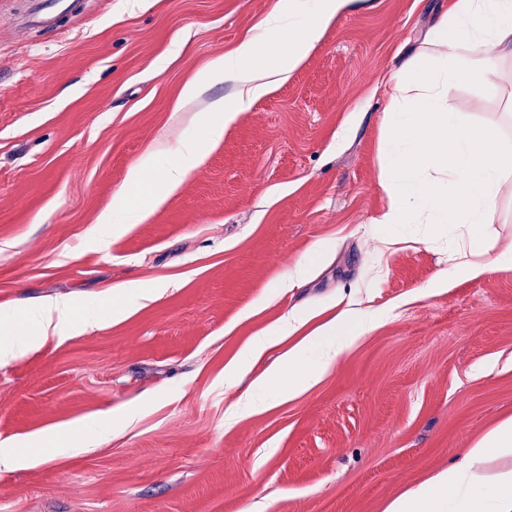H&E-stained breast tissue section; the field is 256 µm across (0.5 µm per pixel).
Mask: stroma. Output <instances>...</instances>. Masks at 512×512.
Wrapping results in <instances>:
<instances>
[{
    "instance_id": "obj_1",
    "label": "stroma",
    "mask_w": 512,
    "mask_h": 512,
    "mask_svg": "<svg viewBox=\"0 0 512 512\" xmlns=\"http://www.w3.org/2000/svg\"><path fill=\"white\" fill-rule=\"evenodd\" d=\"M449 2L341 15L128 224L118 194L142 207L152 191L129 186V170L159 173L199 137L203 110L234 86L186 104L184 87L259 34L276 0H82L54 36L18 32L26 0H0V310L67 295L101 318L0 366V440L40 458L0 470V512H383L512 417V268L438 288L447 225L426 238L393 226L390 246L369 232L386 204L381 82ZM448 105L497 124L512 62L493 87L449 88ZM344 310L379 319L316 383L264 386ZM290 315L302 325L280 335ZM94 419L110 439L58 450L55 430ZM203 153L199 139L185 141L182 145V152L177 162L169 164L159 179V189L153 196L152 210H129L126 223L139 224L149 214L159 208L167 198L176 192L183 184L191 171L202 161Z\"/></svg>"
}]
</instances>
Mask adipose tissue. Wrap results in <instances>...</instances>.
Returning a JSON list of instances; mask_svg holds the SVG:
<instances>
[{
	"label": "adipose tissue",
	"instance_id": "obj_1",
	"mask_svg": "<svg viewBox=\"0 0 512 512\" xmlns=\"http://www.w3.org/2000/svg\"><path fill=\"white\" fill-rule=\"evenodd\" d=\"M358 0H277L262 32L217 56L204 78L188 83L183 101L197 98L205 84L226 81L235 87L213 101L201 116L202 137L185 141L177 162L169 164L153 196L161 206L202 161V142L216 143L241 112L264 98L289 72L302 65L337 16ZM512 58V0H453L432 27L426 49L411 55L386 81L388 102L380 147L378 186L388 199L371 231L395 224H448L463 227L449 252L454 275L477 279L512 265V246L489 254L483 226L498 209L501 192L512 183V148L495 126L473 125L448 106V89L458 84L492 85L500 61ZM373 314H343L306 337L298 355L303 370L277 378L282 392H297L323 375L354 336L370 329ZM97 314L76 317L64 297H47L27 306L20 329L0 339V364L27 351L42 337L66 339L94 329ZM512 455V418L487 431L451 468L407 490L385 512H444L452 492L460 512H512V469H491L493 458ZM500 491L496 504L476 498L477 485Z\"/></svg>",
	"mask_w": 512,
	"mask_h": 512
}]
</instances>
